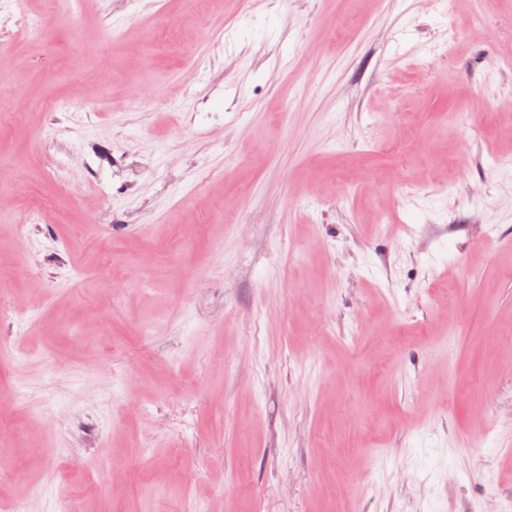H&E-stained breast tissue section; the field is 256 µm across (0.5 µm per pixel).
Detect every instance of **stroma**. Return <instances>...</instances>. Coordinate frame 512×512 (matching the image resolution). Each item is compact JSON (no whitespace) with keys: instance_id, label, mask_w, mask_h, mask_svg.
<instances>
[{"instance_id":"obj_1","label":"stroma","mask_w":512,"mask_h":512,"mask_svg":"<svg viewBox=\"0 0 512 512\" xmlns=\"http://www.w3.org/2000/svg\"><path fill=\"white\" fill-rule=\"evenodd\" d=\"M509 40L512 0H0V512L512 504Z\"/></svg>"}]
</instances>
